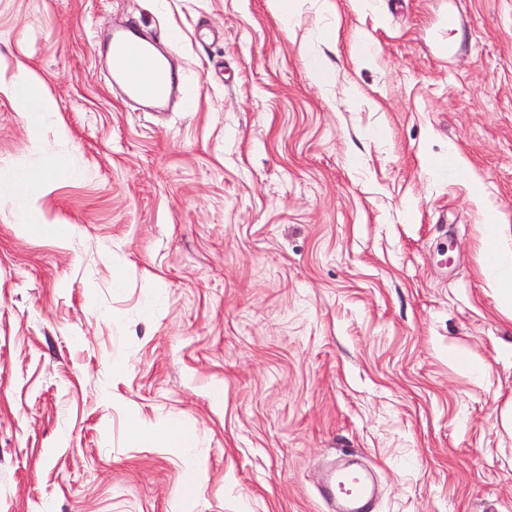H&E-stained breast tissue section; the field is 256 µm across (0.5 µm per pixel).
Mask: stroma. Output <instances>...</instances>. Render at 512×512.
I'll return each mask as SVG.
<instances>
[{
	"mask_svg": "<svg viewBox=\"0 0 512 512\" xmlns=\"http://www.w3.org/2000/svg\"><path fill=\"white\" fill-rule=\"evenodd\" d=\"M118 19L177 31L191 107L117 97L93 42ZM22 70L55 103L36 136ZM452 149L467 175L431 177ZM14 169L67 234L20 231L0 182V512H333L346 453L373 512H512L487 286L512 255V0H304L289 24L271 0H0ZM134 417L194 444H134Z\"/></svg>",
	"mask_w": 512,
	"mask_h": 512,
	"instance_id": "1",
	"label": "stroma"
}]
</instances>
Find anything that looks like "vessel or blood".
I'll return each mask as SVG.
<instances>
[{"mask_svg": "<svg viewBox=\"0 0 512 512\" xmlns=\"http://www.w3.org/2000/svg\"><path fill=\"white\" fill-rule=\"evenodd\" d=\"M112 83L125 97L137 100L146 107L162 104L172 97H184L183 87L174 79L162 59L144 40L135 25L113 31L109 52ZM151 65L150 78H142V62ZM328 499L340 501V512H369L373 487L368 473L347 475L334 471L325 485Z\"/></svg>", "mask_w": 512, "mask_h": 512, "instance_id": "obj_1", "label": "vessel or blood"}]
</instances>
